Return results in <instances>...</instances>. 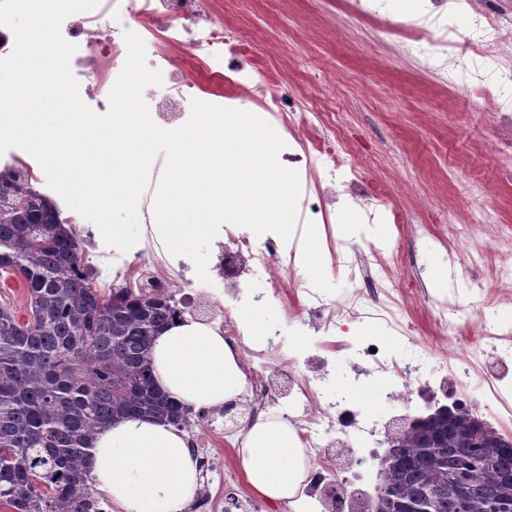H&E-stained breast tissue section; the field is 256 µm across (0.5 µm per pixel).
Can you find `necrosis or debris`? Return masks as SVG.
I'll use <instances>...</instances> for the list:
<instances>
[{"label":"necrosis or debris","instance_id":"obj_1","mask_svg":"<svg viewBox=\"0 0 512 512\" xmlns=\"http://www.w3.org/2000/svg\"><path fill=\"white\" fill-rule=\"evenodd\" d=\"M464 0H423L413 20L404 47L417 54H428L431 68L440 79L462 72L469 74L474 87L502 89L512 84V24L491 17L486 11L474 13V24L460 34L455 17ZM138 34L145 43L149 68L169 78L168 93L158 102L161 112L178 114L190 109L198 99L224 105V87L232 85L245 101L254 105L270 124L297 129H316L313 140L300 142L299 148L284 153V161L305 176L319 175L321 192L304 187L298 202V221L332 223L340 208L359 207L368 222L396 223L397 217L388 192L371 183L365 174V162L348 146L343 127L334 112L308 108V95L288 94L271 87V79L256 54L224 24V0H99L92 12H76L66 28L64 39L76 50L70 69L79 83V91L100 107H108L109 93L126 58L125 31ZM472 268H483L488 255L497 251L501 235L496 223H485L481 238H473L468 225L454 228ZM297 244H289L280 253L269 236H257L245 230L226 229L224 254L237 266L235 274L224 278L226 304L221 324L225 335H241L237 321L238 305L258 306L280 298L284 279H291L294 294L304 304L306 325L325 331L336 320L350 323L374 320L392 330L400 322L388 306L389 291H397L424 306L437 329L445 335L442 352L460 356L469 370H481L486 398L507 406L497 374L488 369L485 340L502 335L494 317L480 314L473 328V339H464L459 331L456 306L433 299L422 284L388 285L380 274L378 258L382 249L341 245L335 253V266L350 282L349 291L331 299L318 281L297 276ZM264 267L270 289L258 295L248 293L246 271L250 263ZM364 375H397L391 395L403 406H410L415 390L402 380L403 370L380 345L363 340L355 347ZM298 416L293 422L297 437L322 469H329L332 456H350L353 449L373 448L382 441L383 431L370 420L363 408L339 407L322 387L320 374L305 378L299 388Z\"/></svg>","mask_w":512,"mask_h":512}]
</instances>
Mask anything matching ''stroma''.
<instances>
[{
  "label": "stroma",
  "mask_w": 512,
  "mask_h": 512,
  "mask_svg": "<svg viewBox=\"0 0 512 512\" xmlns=\"http://www.w3.org/2000/svg\"><path fill=\"white\" fill-rule=\"evenodd\" d=\"M415 8V0H384L378 17L361 18L351 15L348 0H224V17L262 51L264 69L276 80L286 81L289 91L320 90L321 104L341 112L348 145L373 159L366 174L386 188L397 208L395 224H367L356 210L346 208L335 223L303 225L301 274L320 281L332 294H341L346 282L333 265V249L341 243L376 246L391 236L398 241L399 252L383 257L385 279L422 277L432 296L459 305L461 325L473 324L480 312L490 309L500 325L512 327V282L484 288L465 267L449 273L448 258L459 246L447 234L452 224L469 225L477 233L483 219L496 218L505 225L504 241L489 263L512 262V156L481 149L496 135L492 99L473 91L467 79L453 85L442 82L422 56L405 52ZM409 176L414 183L407 192L402 184ZM468 182L483 184V194L464 193L462 186ZM422 224L428 234L419 232ZM81 228L92 235L88 251L97 268V287L108 289L135 276L140 247L122 253L97 237L93 222L83 221ZM165 261L189 294L193 316L219 325L217 311L224 305L219 276L224 266L223 236H216L210 246L209 282L198 279L187 257L169 254ZM261 314L288 342L287 350L255 361L268 374L272 388H283L288 372L317 370L327 392L365 407L379 423L425 411L421 400L407 408L393 402L386 378L353 383L356 358L348 347L353 332L302 331L305 313L291 288L265 304ZM399 318L414 322V341L403 345L391 340L394 355L414 358L422 378L436 375L441 360L439 333L419 307L400 306ZM187 435L194 449L207 450L216 462L215 469L202 473V489L209 497L206 512H224L231 496L248 500L250 512H324L316 497L300 493L287 502H271L256 496L246 479L225 483L223 468L240 467L243 427L228 435L223 422L211 427L202 423Z\"/></svg>",
  "instance_id": "obj_1"
}]
</instances>
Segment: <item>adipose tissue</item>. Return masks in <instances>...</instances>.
Listing matches in <instances>:
<instances>
[{"label": "adipose tissue", "mask_w": 512, "mask_h": 512, "mask_svg": "<svg viewBox=\"0 0 512 512\" xmlns=\"http://www.w3.org/2000/svg\"><path fill=\"white\" fill-rule=\"evenodd\" d=\"M151 365L159 391L194 411L247 392L235 345L220 329L193 317L173 321L156 336ZM238 454L257 495L269 501L297 495L307 466L293 427L258 417ZM88 467L96 490L118 512H184L200 482L185 434L151 417L121 420L101 430Z\"/></svg>", "instance_id": "ef3b65f1"}]
</instances>
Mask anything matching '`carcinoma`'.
Instances as JSON below:
<instances>
[{
    "instance_id": "1",
    "label": "carcinoma",
    "mask_w": 512,
    "mask_h": 512,
    "mask_svg": "<svg viewBox=\"0 0 512 512\" xmlns=\"http://www.w3.org/2000/svg\"><path fill=\"white\" fill-rule=\"evenodd\" d=\"M84 238L13 169L0 170V274L26 291L0 303V506L8 512H100L85 458L97 430L152 416L178 430L215 420L153 384L155 336L185 311L153 286L96 287ZM402 458L383 475L380 512H434L440 484H461L465 512L512 505L499 439L467 412L403 429Z\"/></svg>"
}]
</instances>
